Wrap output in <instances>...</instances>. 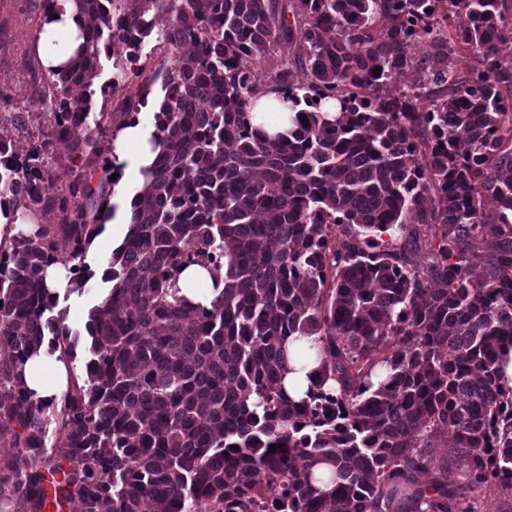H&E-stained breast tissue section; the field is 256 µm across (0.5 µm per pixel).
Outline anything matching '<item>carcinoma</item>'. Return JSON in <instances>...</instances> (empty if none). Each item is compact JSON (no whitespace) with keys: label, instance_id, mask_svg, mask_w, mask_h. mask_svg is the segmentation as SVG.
I'll use <instances>...</instances> for the list:
<instances>
[{"label":"carcinoma","instance_id":"cac0c4a2","mask_svg":"<svg viewBox=\"0 0 512 512\" xmlns=\"http://www.w3.org/2000/svg\"><path fill=\"white\" fill-rule=\"evenodd\" d=\"M277 2L74 0L80 43L46 69L51 109L27 149L24 116L0 125V171L15 175L0 178V216L31 223L0 241V440L13 448L0 503L474 512L467 487L512 512V387L499 381L512 347V0ZM151 38L170 57L138 90L160 83L159 152L82 339L47 268L67 296L91 287L118 169L98 135L135 107L92 111L94 84L103 55V96L139 76ZM412 68L418 81L389 93ZM280 92L295 128L251 131V104ZM56 141L96 186L58 187ZM192 265L224 284L208 307L180 295ZM295 334L319 336L325 355L299 402L282 388ZM81 339L83 377L58 401L36 397L28 358L65 362ZM322 462L328 492L313 485Z\"/></svg>","mask_w":512,"mask_h":512}]
</instances>
